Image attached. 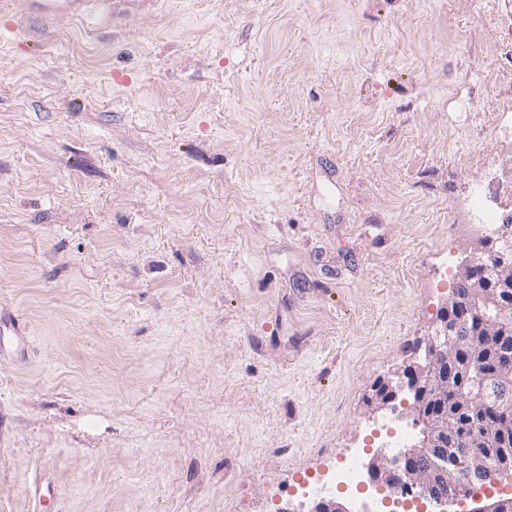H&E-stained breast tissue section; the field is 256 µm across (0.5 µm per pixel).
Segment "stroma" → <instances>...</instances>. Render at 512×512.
Here are the masks:
<instances>
[{"label": "stroma", "instance_id": "obj_1", "mask_svg": "<svg viewBox=\"0 0 512 512\" xmlns=\"http://www.w3.org/2000/svg\"><path fill=\"white\" fill-rule=\"evenodd\" d=\"M0 17V512H277L373 451L452 295L487 40L457 0Z\"/></svg>", "mask_w": 512, "mask_h": 512}]
</instances>
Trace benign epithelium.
Masks as SVG:
<instances>
[{
	"label": "benign epithelium",
	"mask_w": 512,
	"mask_h": 512,
	"mask_svg": "<svg viewBox=\"0 0 512 512\" xmlns=\"http://www.w3.org/2000/svg\"><path fill=\"white\" fill-rule=\"evenodd\" d=\"M455 287L465 289L452 297L437 315L425 345L416 349L414 360L393 377L380 381L371 397V407L397 411L403 408L418 430L419 441L396 453L378 448L367 472L371 482L392 496L425 494L437 490L434 499L446 502L487 481L485 467L464 448L448 447V413L493 406L504 420L512 419V361L493 374L474 361L475 352L501 346L512 335V311L503 297L512 295V237L480 238L473 256L458 267ZM458 360L470 385L448 390V362ZM465 475L466 486L448 482L451 470ZM512 472V448L501 447L494 474ZM310 512H350L335 497H321Z\"/></svg>",
	"instance_id": "benign-epithelium-1"
}]
</instances>
